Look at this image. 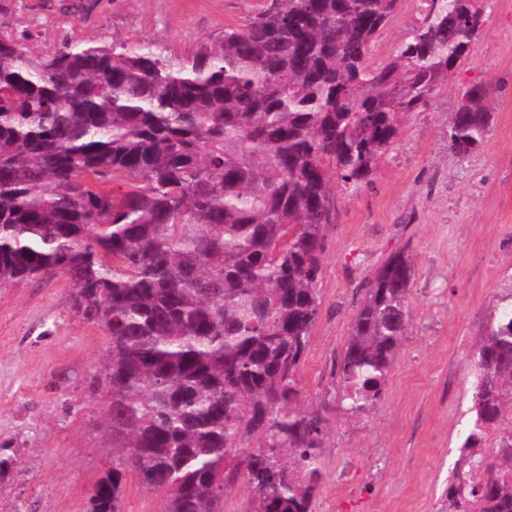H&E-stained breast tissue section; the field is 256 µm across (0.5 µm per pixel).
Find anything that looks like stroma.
Wrapping results in <instances>:
<instances>
[{
    "label": "stroma",
    "instance_id": "35a3bbf8",
    "mask_svg": "<svg viewBox=\"0 0 512 512\" xmlns=\"http://www.w3.org/2000/svg\"><path fill=\"white\" fill-rule=\"evenodd\" d=\"M261 0H0V30L47 52L60 39L155 46L175 56L254 14ZM402 0L378 34L385 65L423 18ZM491 84L483 146L460 157L446 131L460 91ZM325 227L321 311L301 371L304 405L330 408L324 480L313 512H437L472 420L469 359L512 274V0H489L464 63L427 109L404 116L395 144L357 193L336 189ZM407 249L410 323L384 393L364 413L336 410L333 369L387 257ZM57 274L0 288V512H86L94 485L120 463L95 383L101 328L77 317Z\"/></svg>",
    "mask_w": 512,
    "mask_h": 512
}]
</instances>
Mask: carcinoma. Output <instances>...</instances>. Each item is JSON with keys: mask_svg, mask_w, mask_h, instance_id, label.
Listing matches in <instances>:
<instances>
[{"mask_svg": "<svg viewBox=\"0 0 512 512\" xmlns=\"http://www.w3.org/2000/svg\"><path fill=\"white\" fill-rule=\"evenodd\" d=\"M401 0H263L175 60L67 38L41 56L0 32V288L66 275L107 335L100 385L122 467L87 512H121L127 481L163 512H312L326 418L297 407L320 312L336 198L370 183L400 118L448 85L486 0H424L422 24L368 63ZM492 87L464 91L448 148L484 143ZM122 181L114 183V176ZM404 251L368 283L337 366L338 407L383 392L410 321ZM471 366L472 427L438 512H512V276Z\"/></svg>", "mask_w": 512, "mask_h": 512, "instance_id": "carcinoma-1", "label": "carcinoma"}]
</instances>
